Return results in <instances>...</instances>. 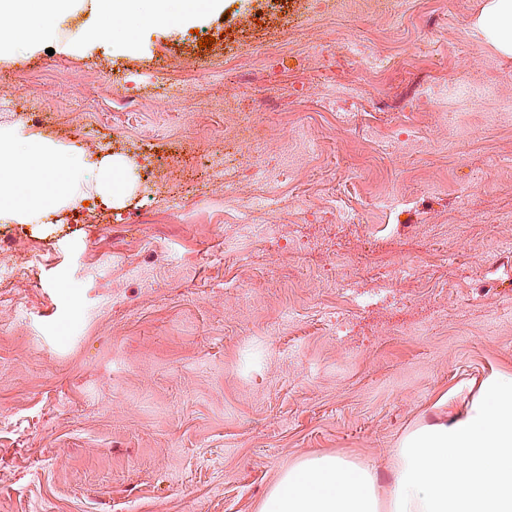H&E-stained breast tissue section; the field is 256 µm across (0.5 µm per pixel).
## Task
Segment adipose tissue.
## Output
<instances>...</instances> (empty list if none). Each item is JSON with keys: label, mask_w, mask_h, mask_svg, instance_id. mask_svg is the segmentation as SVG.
I'll use <instances>...</instances> for the list:
<instances>
[{"label": "adipose tissue", "mask_w": 512, "mask_h": 512, "mask_svg": "<svg viewBox=\"0 0 512 512\" xmlns=\"http://www.w3.org/2000/svg\"><path fill=\"white\" fill-rule=\"evenodd\" d=\"M74 0H0V62L19 46L37 48L54 31L51 18ZM98 22L82 37L93 40L115 20L161 19L174 0H99ZM501 55L512 57V0H485L474 22ZM122 161L104 157L94 183L82 158L63 146L0 128V220L41 224L83 199L119 201L125 192ZM395 480L380 501L376 476L335 456H314L289 468L261 512H512V377L483 383L478 397L445 420L412 431L393 451Z\"/></svg>", "instance_id": "obj_1"}]
</instances>
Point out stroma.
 I'll list each match as a JSON object with an SVG mask.
<instances>
[{
  "instance_id": "35a3bbf8",
  "label": "stroma",
  "mask_w": 512,
  "mask_h": 512,
  "mask_svg": "<svg viewBox=\"0 0 512 512\" xmlns=\"http://www.w3.org/2000/svg\"><path fill=\"white\" fill-rule=\"evenodd\" d=\"M481 6L194 0L83 41L79 0L0 63V128L129 163L120 203L0 223V512H261L319 455L384 494L408 433L512 376V117L422 92L462 71L512 99Z\"/></svg>"
}]
</instances>
